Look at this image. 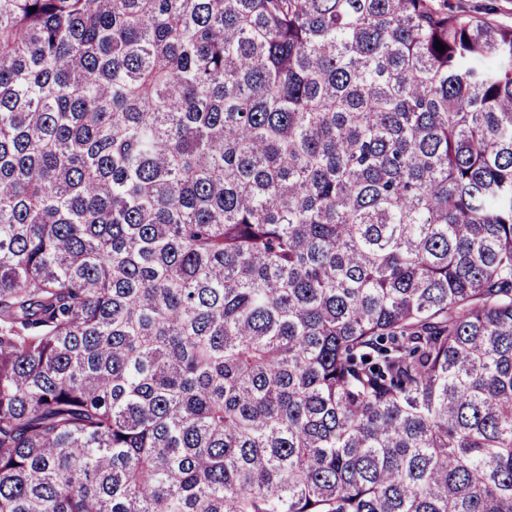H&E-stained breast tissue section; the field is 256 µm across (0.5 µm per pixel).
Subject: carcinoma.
Masks as SVG:
<instances>
[{
    "label": "carcinoma",
    "mask_w": 512,
    "mask_h": 512,
    "mask_svg": "<svg viewBox=\"0 0 512 512\" xmlns=\"http://www.w3.org/2000/svg\"><path fill=\"white\" fill-rule=\"evenodd\" d=\"M0 512H512V27L0 0Z\"/></svg>",
    "instance_id": "cac0c4a2"
}]
</instances>
